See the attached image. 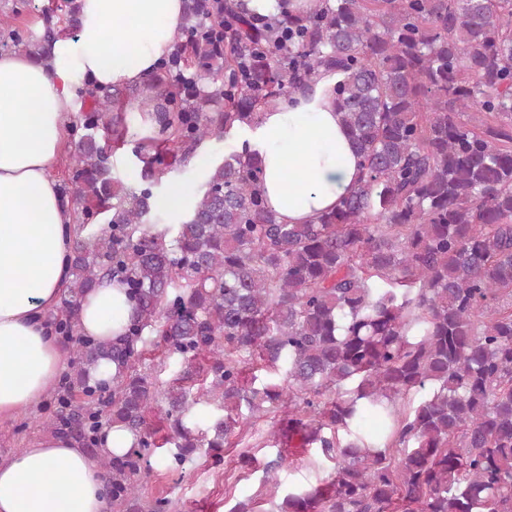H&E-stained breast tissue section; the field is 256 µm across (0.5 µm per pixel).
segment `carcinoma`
<instances>
[{
  "label": "carcinoma",
  "instance_id": "obj_1",
  "mask_svg": "<svg viewBox=\"0 0 512 512\" xmlns=\"http://www.w3.org/2000/svg\"><path fill=\"white\" fill-rule=\"evenodd\" d=\"M208 13L231 25L189 46L192 86L165 63L147 79L162 150L145 177L259 124L264 106L327 68L344 74L336 107L359 186L316 223L283 224L245 143L209 167L181 223H151L152 191L112 179L100 140L122 121L111 103L123 90L92 92L73 124L78 233L52 316L76 345L57 432L97 452L105 404L133 433L132 448L103 460L112 512H142L138 480L159 447L146 417L161 400L176 469L200 448L221 464L242 407L285 408L265 464L272 488L293 435L334 466L275 512H512V0H321L303 11L278 0L268 14L251 0H190L183 23ZM105 213L107 226L83 236ZM107 277L134 310L116 342L78 328L81 298ZM149 346L185 363L163 390L142 363ZM253 357L285 368L284 382L255 386ZM104 360L116 366L109 381L93 375ZM204 404L224 417L201 432Z\"/></svg>",
  "mask_w": 512,
  "mask_h": 512
}]
</instances>
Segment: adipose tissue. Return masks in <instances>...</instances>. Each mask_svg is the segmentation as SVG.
Instances as JSON below:
<instances>
[{
    "mask_svg": "<svg viewBox=\"0 0 512 512\" xmlns=\"http://www.w3.org/2000/svg\"><path fill=\"white\" fill-rule=\"evenodd\" d=\"M79 35L52 44V61L0 53V420L34 409L61 380L66 354L46 318L70 284L73 204L50 174L77 92L143 83L179 36L182 0H78ZM319 71L288 107L264 109L247 128L263 168L260 188L280 221L316 222L357 189L360 172L332 90ZM132 314L123 284L104 279L80 302L81 334L122 336ZM134 443L105 427L98 453L44 436L0 459V512H108L100 459Z\"/></svg>",
    "mask_w": 512,
    "mask_h": 512,
    "instance_id": "1",
    "label": "adipose tissue"
}]
</instances>
